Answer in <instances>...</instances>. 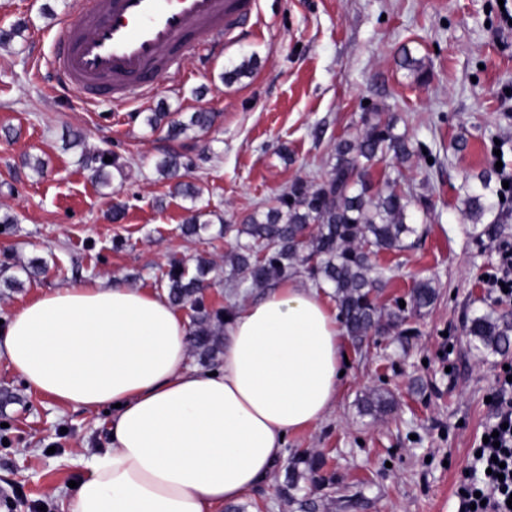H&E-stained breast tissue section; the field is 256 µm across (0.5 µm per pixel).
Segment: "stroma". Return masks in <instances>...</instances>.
Instances as JSON below:
<instances>
[{
	"instance_id": "obj_1",
	"label": "stroma",
	"mask_w": 512,
	"mask_h": 512,
	"mask_svg": "<svg viewBox=\"0 0 512 512\" xmlns=\"http://www.w3.org/2000/svg\"><path fill=\"white\" fill-rule=\"evenodd\" d=\"M70 0H0V320L28 301L76 281L107 277L158 293L171 261L216 263L205 293L209 308L239 305L263 289L225 285L230 241L222 224H238L276 204L292 181L317 180L336 143L355 133L368 108L397 120L398 132L426 144L402 167L403 185L427 196L420 241L382 254L388 284L380 301L408 300L414 280L433 279L435 304L399 331L346 342L336 400L316 427L288 435L268 480L244 498L247 512H299L277 488L293 456L321 454L336 478L319 512H458L456 488L473 467L472 448L489 418L488 395L512 350L486 354L468 335L472 318L494 313L483 277L512 244V201L486 219L496 238L474 235L463 213L461 184L512 168V29L498 0H259V15L225 43L222 54L185 59L189 76L157 79L147 104L117 108L105 95L82 104L53 94L35 70L49 54L56 20ZM421 58L419 81L400 68L402 50ZM247 76L227 80L242 58ZM215 113L213 127L173 139L148 116ZM83 142L66 147L70 134ZM115 163L101 183L100 152ZM172 154L189 165L197 199L175 194L158 165ZM124 216L113 220L112 207ZM196 208L211 230L204 239L181 226ZM17 287H6L9 279ZM388 391L392 414L361 415L370 388ZM110 415L62 405L28 388L0 359V512H62L73 482L97 452L111 447Z\"/></svg>"
}]
</instances>
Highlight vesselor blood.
Segmentation results:
<instances>
[{
  "mask_svg": "<svg viewBox=\"0 0 512 512\" xmlns=\"http://www.w3.org/2000/svg\"><path fill=\"white\" fill-rule=\"evenodd\" d=\"M257 0H74L61 16L52 68L58 91L130 104L151 97L185 52H220Z\"/></svg>",
  "mask_w": 512,
  "mask_h": 512,
  "instance_id": "vessel-or-blood-1",
  "label": "vessel or blood"
}]
</instances>
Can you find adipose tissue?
<instances>
[{"label":"adipose tissue","instance_id":"1","mask_svg":"<svg viewBox=\"0 0 512 512\" xmlns=\"http://www.w3.org/2000/svg\"><path fill=\"white\" fill-rule=\"evenodd\" d=\"M187 336L167 297L106 278L42 294L0 330V358L32 390L113 409L112 446L88 462L70 512H217L338 394L343 330L301 281L237 308L216 375L188 367Z\"/></svg>","mask_w":512,"mask_h":512}]
</instances>
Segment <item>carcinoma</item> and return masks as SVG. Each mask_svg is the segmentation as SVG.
Wrapping results in <instances>:
<instances>
[{
  "mask_svg": "<svg viewBox=\"0 0 512 512\" xmlns=\"http://www.w3.org/2000/svg\"><path fill=\"white\" fill-rule=\"evenodd\" d=\"M400 64L419 80L427 76L423 61L409 52L403 53ZM212 122L211 113L193 112L185 121L169 122L168 134L178 138L205 130ZM412 154L406 133L396 132L394 117L385 112L365 114L362 129L336 143L335 162L318 181L308 184L296 180L278 198L277 206L249 214L240 224L224 225V236L234 240L226 258L237 285L268 288L303 275L315 287L330 289L345 333L355 343L399 329L406 320L405 309L398 303L387 308L378 302L387 284L378 258L412 247L410 238L418 233L412 222L414 207L426 212L431 209L429 198L399 187V165ZM388 157L396 165L382 170L378 180L371 179L373 167ZM183 169L188 165L178 155L168 156L161 164L162 173L176 181L177 191L194 201L200 189L184 181ZM490 182V177L483 176L463 187L466 213L475 224L494 207ZM208 229L209 223L200 220V213L194 210L182 225L187 237L200 238ZM212 269L213 262L204 257L196 260V274L192 276L174 263L164 282L170 302L192 311L191 345L204 362L213 359L223 346L224 323L234 314L231 306L214 310L204 302L207 275ZM437 297L433 282L419 279L410 292V310L420 313L433 306ZM468 335L476 349L503 353L512 346V321L491 313L476 316ZM394 409L390 393L382 389L366 393L360 405V413L375 418ZM322 468L318 456L296 455L279 487L280 497L288 504H297L301 512H317L318 503L300 499L297 493L302 478L323 488L335 485V478L322 474Z\"/></svg>",
  "mask_w": 512,
  "mask_h": 512,
  "instance_id": "carcinoma-1",
  "label": "carcinoma"
}]
</instances>
